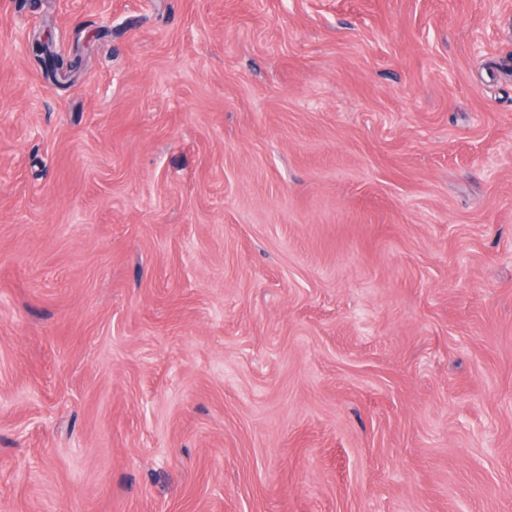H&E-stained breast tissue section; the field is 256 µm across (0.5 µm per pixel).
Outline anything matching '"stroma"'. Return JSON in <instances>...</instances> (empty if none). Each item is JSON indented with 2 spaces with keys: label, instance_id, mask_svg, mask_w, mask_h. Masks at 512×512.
<instances>
[{
  "label": "stroma",
  "instance_id": "obj_1",
  "mask_svg": "<svg viewBox=\"0 0 512 512\" xmlns=\"http://www.w3.org/2000/svg\"><path fill=\"white\" fill-rule=\"evenodd\" d=\"M0 512H512V0H0Z\"/></svg>",
  "mask_w": 512,
  "mask_h": 512
}]
</instances>
